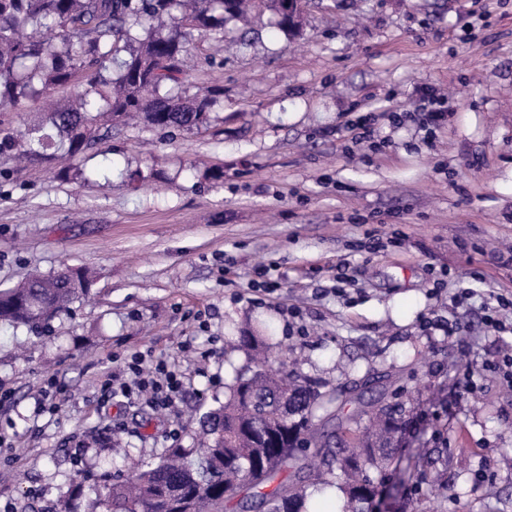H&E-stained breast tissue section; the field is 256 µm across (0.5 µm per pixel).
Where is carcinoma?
<instances>
[{"label": "carcinoma", "instance_id": "cac0c4a2", "mask_svg": "<svg viewBox=\"0 0 512 512\" xmlns=\"http://www.w3.org/2000/svg\"><path fill=\"white\" fill-rule=\"evenodd\" d=\"M284 0H0V112H27L50 94L74 87L41 121L0 127L7 160H76L131 113L155 128L207 126L221 92L188 93L184 60L193 36L224 41V25L246 11L271 12L295 35ZM81 269L34 275L0 289V323L31 328L89 293ZM401 403L383 395L347 400L337 389L289 372L267 355L236 378L229 397L206 412L200 448H171L155 465L106 479L95 498L75 484L59 512H224L232 500L248 508L269 500L272 512H306L305 484L337 487L340 512H364L380 492L399 446ZM336 422V429L325 427ZM314 448L327 470L308 471L303 451ZM375 471L381 479L370 478ZM292 484L265 493L279 475Z\"/></svg>", "mask_w": 512, "mask_h": 512}]
</instances>
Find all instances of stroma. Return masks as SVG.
<instances>
[{"instance_id":"obj_1","label":"stroma","mask_w":512,"mask_h":512,"mask_svg":"<svg viewBox=\"0 0 512 512\" xmlns=\"http://www.w3.org/2000/svg\"><path fill=\"white\" fill-rule=\"evenodd\" d=\"M224 39L187 62L190 89L222 92L201 130L113 128L66 175L0 163V288L96 273L46 328L0 325V508L58 512L73 484L196 446L248 364L235 340L265 329L291 370L340 389L380 375L410 404L382 512H512V388L457 386L512 335L480 298L450 304L476 271L512 292V0H305L299 36L264 14ZM423 85L447 95L444 124L392 126ZM432 315L461 328L421 331ZM137 351L182 371L169 410L102 397Z\"/></svg>"}]
</instances>
